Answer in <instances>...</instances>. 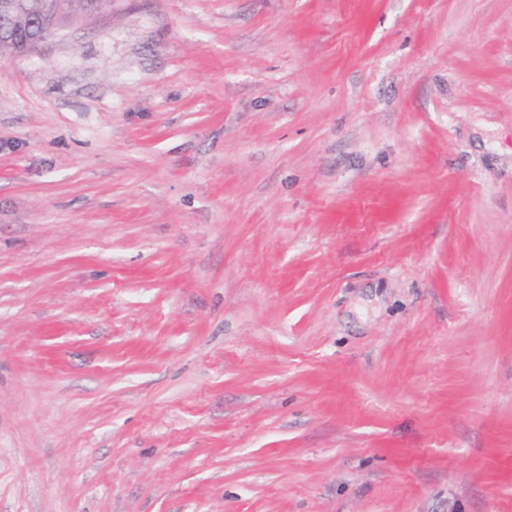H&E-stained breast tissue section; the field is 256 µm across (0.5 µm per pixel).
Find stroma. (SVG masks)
Returning <instances> with one entry per match:
<instances>
[{
    "label": "stroma",
    "instance_id": "obj_1",
    "mask_svg": "<svg viewBox=\"0 0 512 512\" xmlns=\"http://www.w3.org/2000/svg\"><path fill=\"white\" fill-rule=\"evenodd\" d=\"M0 512H512V0L0 55Z\"/></svg>",
    "mask_w": 512,
    "mask_h": 512
}]
</instances>
